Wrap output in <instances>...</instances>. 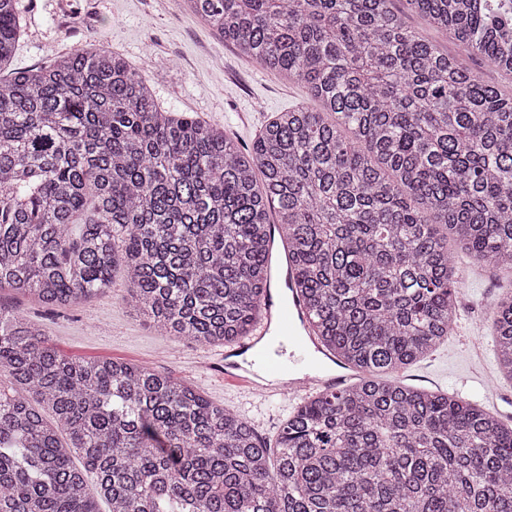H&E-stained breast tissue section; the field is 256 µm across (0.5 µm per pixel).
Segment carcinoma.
<instances>
[{"label": "carcinoma", "mask_w": 512, "mask_h": 512, "mask_svg": "<svg viewBox=\"0 0 512 512\" xmlns=\"http://www.w3.org/2000/svg\"><path fill=\"white\" fill-rule=\"evenodd\" d=\"M180 2L309 101L244 152L103 47L10 68L19 0H0V290L71 307L120 271L159 331L229 345L260 317L275 223L311 332L365 377L298 404L273 459L189 383L65 356L0 299V512H512V427L381 378L456 324L449 244L512 275V92L391 0ZM407 2L512 77V0ZM492 322L512 378V291ZM393 8L400 13L405 15V20L407 24L418 30L423 36L435 41L442 48L448 49L451 53H456L463 60L464 64L470 68L481 69L484 74V78L494 84H497L502 90L505 92H510L512 89V81L509 76L501 74L497 71H491L481 68V64L479 60L475 57H471L467 55L460 46L457 45L453 36L448 32L446 34L443 31H436L429 27L427 23L417 15H414L407 10V5L405 0H393Z\"/></svg>", "instance_id": "1"}]
</instances>
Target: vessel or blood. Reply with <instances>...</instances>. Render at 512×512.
<instances>
[{
  "instance_id": "1",
  "label": "vessel or blood",
  "mask_w": 512,
  "mask_h": 512,
  "mask_svg": "<svg viewBox=\"0 0 512 512\" xmlns=\"http://www.w3.org/2000/svg\"><path fill=\"white\" fill-rule=\"evenodd\" d=\"M290 270L279 268L273 274L271 288L262 300L263 316L247 342L224 354V377L241 383L252 395L295 397L343 382L344 377L330 369L329 357L318 356L319 345L308 332L306 309L298 295L288 292ZM287 333L294 351L288 363L268 359V379H260L242 366L238 358L261 350L271 329Z\"/></svg>"
}]
</instances>
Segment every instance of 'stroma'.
I'll return each mask as SVG.
<instances>
[{"label":"stroma","mask_w":512,"mask_h":512,"mask_svg":"<svg viewBox=\"0 0 512 512\" xmlns=\"http://www.w3.org/2000/svg\"><path fill=\"white\" fill-rule=\"evenodd\" d=\"M25 27L12 65L33 68L75 46L96 41L118 53L145 77L163 107L223 127L241 147H250L277 113L305 98L303 88L263 70L221 41L175 0H19ZM461 269L459 318L452 333L423 359L396 375L400 381L453 393L479 395L473 375L512 394V379L498 368L490 314L512 276L456 254ZM123 277L97 299L50 313L11 291L0 292L23 316L40 323L63 354L118 358L189 382L206 398L250 421L265 441H275L293 401L259 402L239 384L225 381L224 346H195L160 335L127 308Z\"/></svg>","instance_id":"1"}]
</instances>
